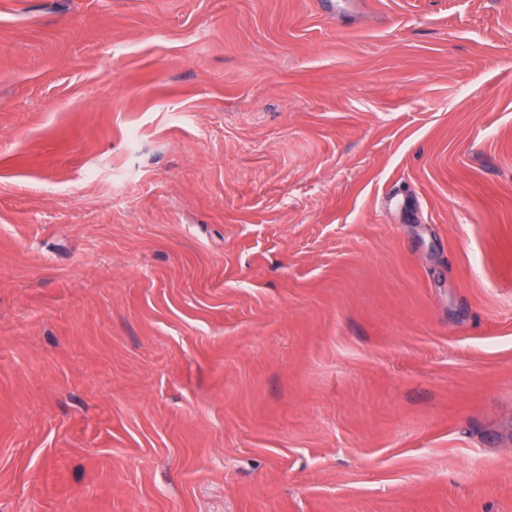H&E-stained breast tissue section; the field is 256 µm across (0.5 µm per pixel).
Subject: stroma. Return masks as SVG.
Returning <instances> with one entry per match:
<instances>
[{
	"label": "stroma",
	"instance_id": "stroma-1",
	"mask_svg": "<svg viewBox=\"0 0 512 512\" xmlns=\"http://www.w3.org/2000/svg\"><path fill=\"white\" fill-rule=\"evenodd\" d=\"M0 512H512V0H0Z\"/></svg>",
	"mask_w": 512,
	"mask_h": 512
}]
</instances>
